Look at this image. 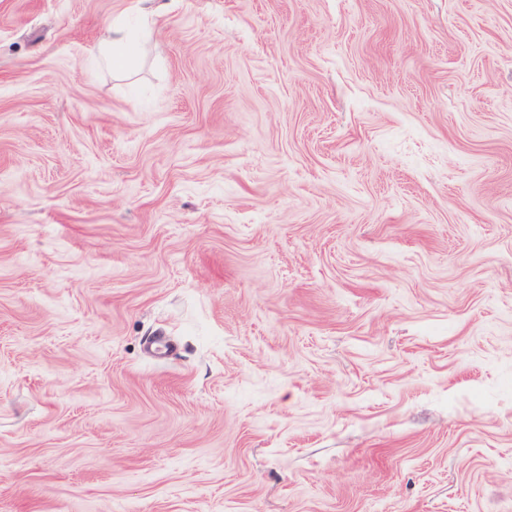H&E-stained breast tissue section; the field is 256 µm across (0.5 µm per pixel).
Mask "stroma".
<instances>
[{
	"label": "stroma",
	"mask_w": 512,
	"mask_h": 512,
	"mask_svg": "<svg viewBox=\"0 0 512 512\" xmlns=\"http://www.w3.org/2000/svg\"><path fill=\"white\" fill-rule=\"evenodd\" d=\"M0 512H512V0H0ZM97 49L103 62L113 69L126 67L138 50L135 44L129 43L127 35L115 26L112 27L109 40Z\"/></svg>",
	"instance_id": "35a3bbf8"
}]
</instances>
